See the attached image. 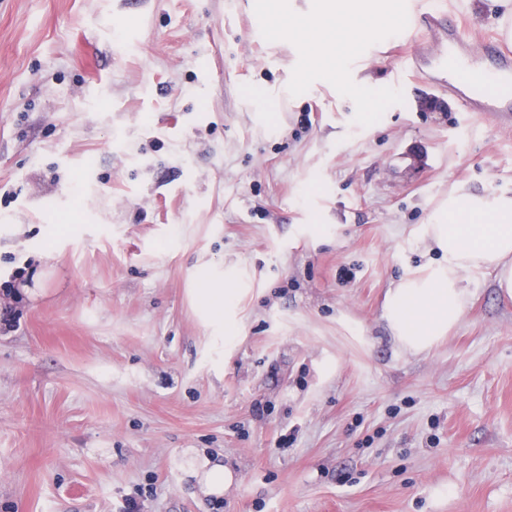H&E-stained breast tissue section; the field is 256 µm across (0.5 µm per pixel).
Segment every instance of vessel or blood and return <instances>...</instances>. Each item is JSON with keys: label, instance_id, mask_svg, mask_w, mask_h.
<instances>
[{"label": "vessel or blood", "instance_id": "b4317fda", "mask_svg": "<svg viewBox=\"0 0 512 512\" xmlns=\"http://www.w3.org/2000/svg\"><path fill=\"white\" fill-rule=\"evenodd\" d=\"M408 25L421 27V47L435 49L448 93L464 111L485 113L499 125L512 122V52L500 36L473 39L462 19L430 4L410 15Z\"/></svg>", "mask_w": 512, "mask_h": 512}]
</instances>
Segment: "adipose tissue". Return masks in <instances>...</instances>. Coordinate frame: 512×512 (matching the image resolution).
I'll return each mask as SVG.
<instances>
[{
	"label": "adipose tissue",
	"instance_id": "obj_1",
	"mask_svg": "<svg viewBox=\"0 0 512 512\" xmlns=\"http://www.w3.org/2000/svg\"><path fill=\"white\" fill-rule=\"evenodd\" d=\"M420 239L439 251V261L423 276L402 280L386 302L397 342L414 354L429 350L459 321L463 274L494 271L498 288L512 296V196L452 193Z\"/></svg>",
	"mask_w": 512,
	"mask_h": 512
}]
</instances>
